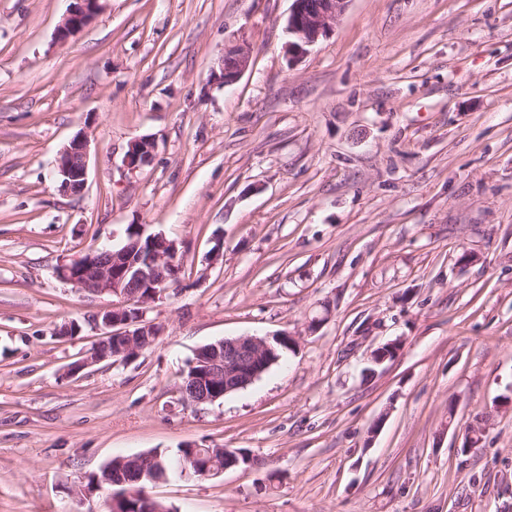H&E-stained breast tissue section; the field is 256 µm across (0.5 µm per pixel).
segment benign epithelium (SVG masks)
<instances>
[{"mask_svg":"<svg viewBox=\"0 0 512 512\" xmlns=\"http://www.w3.org/2000/svg\"><path fill=\"white\" fill-rule=\"evenodd\" d=\"M349 0H293L287 30L291 37L288 51L299 56L327 35L336 19L345 11ZM100 0H75L74 6L58 28L57 37L65 42L85 27L100 10ZM251 48L246 43L227 46L221 62L219 81L226 86L235 84L250 63ZM154 142L135 139L130 142L125 163L135 169L152 154ZM89 139L78 134L63 150L58 160L57 174L64 179L66 192L85 189L88 178ZM183 256L176 243L161 234L132 236L118 248L90 247L87 252L59 267L61 280L74 288L91 294H110L116 297L112 307L94 317V324L109 328L123 326L121 332H104L114 338L118 352L114 358L127 361L152 346L162 329L144 320L149 303L170 295L167 286L169 272L182 265ZM99 345L69 368L76 374L105 361L98 353ZM401 342L392 341L377 348L372 361L381 365L390 355H399ZM275 351L266 338L242 335L224 338L209 346L194 360L191 373L184 375L182 393L185 403L199 406L211 404L218 398L240 390L257 380L273 363ZM238 452L224 449V454L211 456L201 478L221 475L232 468L229 459Z\"/></svg>","mask_w":512,"mask_h":512,"instance_id":"7a95c632","label":"benign epithelium"}]
</instances>
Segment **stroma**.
Instances as JSON below:
<instances>
[{
  "label": "stroma",
  "mask_w": 512,
  "mask_h": 512,
  "mask_svg": "<svg viewBox=\"0 0 512 512\" xmlns=\"http://www.w3.org/2000/svg\"><path fill=\"white\" fill-rule=\"evenodd\" d=\"M72 6L0 0V512H105L77 477L189 446L259 463L151 487L180 512L512 504V0H349L296 59L292 0H102L58 42ZM241 42L250 65L223 86ZM79 132L69 195L57 160ZM143 136L152 158L129 169ZM132 224L186 254L146 307L163 332L68 375L112 297L57 270ZM280 332L297 344L259 379L183 403L199 347ZM250 55V46L243 42L225 47L218 75L219 81L224 83V86L235 84L248 68ZM89 139L85 134H78L63 150L58 160L57 174L64 179V193H80L85 189L88 178ZM71 188H76L73 192ZM153 149L154 142L150 139L140 138L131 141L125 155L126 165L130 169L137 168L151 156Z\"/></svg>",
  "instance_id": "obj_1"
}]
</instances>
